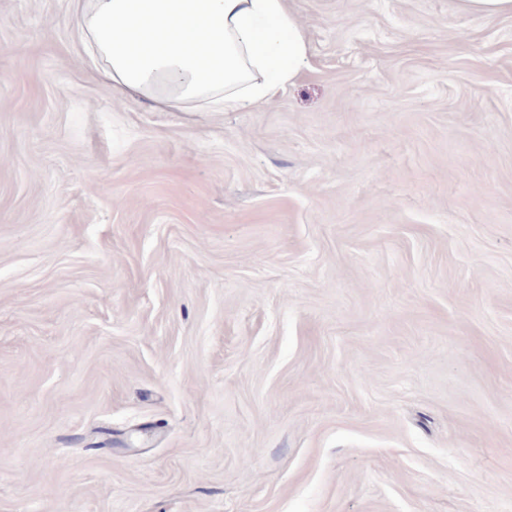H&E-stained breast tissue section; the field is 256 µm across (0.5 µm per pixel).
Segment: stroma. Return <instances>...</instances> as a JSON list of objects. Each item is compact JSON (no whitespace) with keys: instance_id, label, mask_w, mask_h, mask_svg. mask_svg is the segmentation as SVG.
Listing matches in <instances>:
<instances>
[{"instance_id":"35a3bbf8","label":"stroma","mask_w":512,"mask_h":512,"mask_svg":"<svg viewBox=\"0 0 512 512\" xmlns=\"http://www.w3.org/2000/svg\"><path fill=\"white\" fill-rule=\"evenodd\" d=\"M288 5L156 112L0 0V512H512V16Z\"/></svg>"}]
</instances>
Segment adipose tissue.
I'll return each instance as SVG.
<instances>
[{
  "label": "adipose tissue",
  "mask_w": 512,
  "mask_h": 512,
  "mask_svg": "<svg viewBox=\"0 0 512 512\" xmlns=\"http://www.w3.org/2000/svg\"><path fill=\"white\" fill-rule=\"evenodd\" d=\"M75 36L122 100L242 112L295 82L309 43L287 0H70Z\"/></svg>",
  "instance_id": "ef3b65f1"
}]
</instances>
